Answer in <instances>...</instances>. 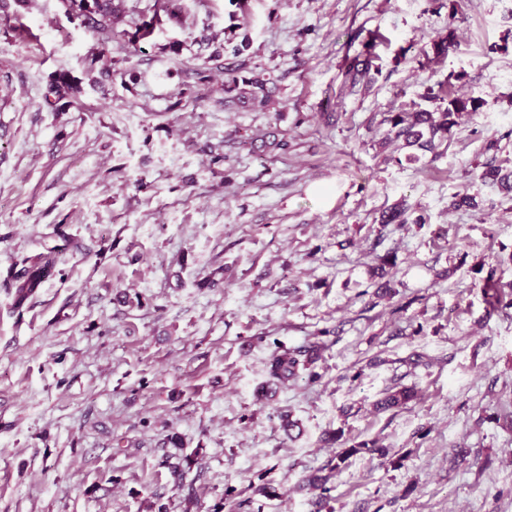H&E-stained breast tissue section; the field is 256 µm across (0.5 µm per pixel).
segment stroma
Instances as JSON below:
<instances>
[{
  "instance_id": "obj_1",
  "label": "stroma",
  "mask_w": 512,
  "mask_h": 512,
  "mask_svg": "<svg viewBox=\"0 0 512 512\" xmlns=\"http://www.w3.org/2000/svg\"><path fill=\"white\" fill-rule=\"evenodd\" d=\"M459 4L184 0L136 44L61 0L0 11V512H512V308L486 288L512 296V192L480 178L512 169V0ZM61 73L81 93L47 106ZM432 87L483 106L411 162L385 118ZM63 233L79 251L15 309L7 268ZM313 344L258 400L270 354ZM365 441L388 456L338 462ZM240 82L242 86L240 87ZM227 89L228 91H237V96L240 101L243 103H257L259 106H264L266 103L267 95L265 94V89L263 82H260L257 79H246L241 78L238 79L235 76H231L228 78L227 81ZM245 87H252V89H247ZM254 89H258L259 91H256ZM259 92L262 93L261 98L259 99Z\"/></svg>"
}]
</instances>
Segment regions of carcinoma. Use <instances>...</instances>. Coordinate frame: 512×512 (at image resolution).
<instances>
[{
  "mask_svg": "<svg viewBox=\"0 0 512 512\" xmlns=\"http://www.w3.org/2000/svg\"><path fill=\"white\" fill-rule=\"evenodd\" d=\"M61 2L70 16L82 19L104 43L119 37L136 42L150 37L154 32V23L151 21L135 25V31L132 33L126 29L115 31L119 9L112 6V0ZM227 89L237 92L238 99L244 103L251 102L260 106L266 103L264 85L257 79H239L231 76L228 78ZM51 92L62 98L80 92V87L62 74ZM481 106V100L475 97H452L448 99L446 106L439 105L433 111L392 112L387 117V123L390 125L387 139L392 142L401 140L405 147L414 148L416 151L435 153L447 143L448 134L458 124L460 116L467 112H477ZM482 179L512 191L509 175L503 173V168L499 166L486 168L482 172ZM61 239L63 244L34 257H25L10 267L7 287L14 290L15 308H22L45 283L61 274V269L58 268L61 255L67 250L78 248V244L72 239L64 235ZM317 359V348L314 346L275 351L266 363L269 382L277 386L296 380L310 370L311 364ZM412 397L411 389L401 388L389 393L380 402V406L385 409L400 407L407 404Z\"/></svg>",
  "mask_w": 512,
  "mask_h": 512,
  "instance_id": "carcinoma-1",
  "label": "carcinoma"
}]
</instances>
